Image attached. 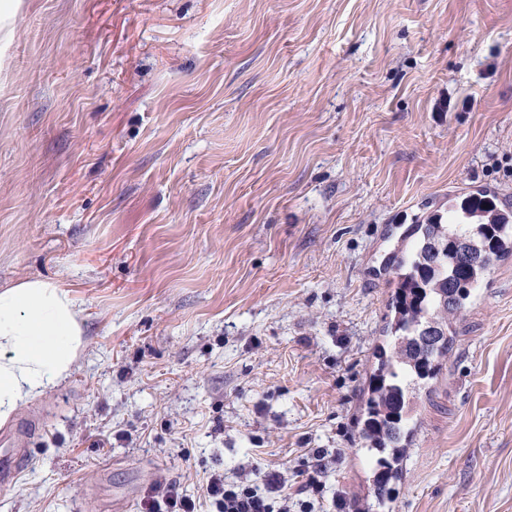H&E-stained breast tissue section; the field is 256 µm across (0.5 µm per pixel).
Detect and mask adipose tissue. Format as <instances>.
I'll return each mask as SVG.
<instances>
[{
    "label": "adipose tissue",
    "mask_w": 512,
    "mask_h": 512,
    "mask_svg": "<svg viewBox=\"0 0 512 512\" xmlns=\"http://www.w3.org/2000/svg\"><path fill=\"white\" fill-rule=\"evenodd\" d=\"M81 311L59 284L29 277L0 290V423L66 378Z\"/></svg>",
    "instance_id": "ef3b65f1"
}]
</instances>
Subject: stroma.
Here are the masks:
<instances>
[{
  "instance_id": "1",
  "label": "stroma",
  "mask_w": 512,
  "mask_h": 512,
  "mask_svg": "<svg viewBox=\"0 0 512 512\" xmlns=\"http://www.w3.org/2000/svg\"><path fill=\"white\" fill-rule=\"evenodd\" d=\"M0 51V287L82 311L0 512H140L209 472L372 501L387 259L512 204V0H21ZM388 512H512V258L453 325ZM309 452H312V455H307L306 469L299 471V475H302L304 473H307L308 475V478L302 484V488L300 489L299 494H303L307 491H310V489H314V476L322 474L326 469V464L328 462V453L324 452L323 448H311Z\"/></svg>"
}]
</instances>
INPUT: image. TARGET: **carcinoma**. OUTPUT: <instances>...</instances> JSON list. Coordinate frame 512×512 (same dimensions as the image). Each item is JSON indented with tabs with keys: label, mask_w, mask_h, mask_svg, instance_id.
<instances>
[{
	"label": "carcinoma",
	"mask_w": 512,
	"mask_h": 512,
	"mask_svg": "<svg viewBox=\"0 0 512 512\" xmlns=\"http://www.w3.org/2000/svg\"><path fill=\"white\" fill-rule=\"evenodd\" d=\"M450 209L458 214L457 223L445 224L439 214L427 216L412 230L413 244L398 249L395 259L393 318L387 326L393 343L375 347L377 365L370 376L361 430L365 451L383 454L373 473V495L380 508L390 501L389 484L403 476V460L417 427L410 412L397 407L396 401L407 398L410 385L436 376L453 345L454 320L482 278L497 262L512 256V210L498 207L496 195L477 189ZM461 234L468 235L470 247L481 252L480 264L466 269L455 254L430 264L431 243H447ZM436 284L451 286L454 305L440 306ZM432 324L447 331L445 341L424 339L423 329Z\"/></svg>",
	"instance_id": "cac0c4a2"
}]
</instances>
